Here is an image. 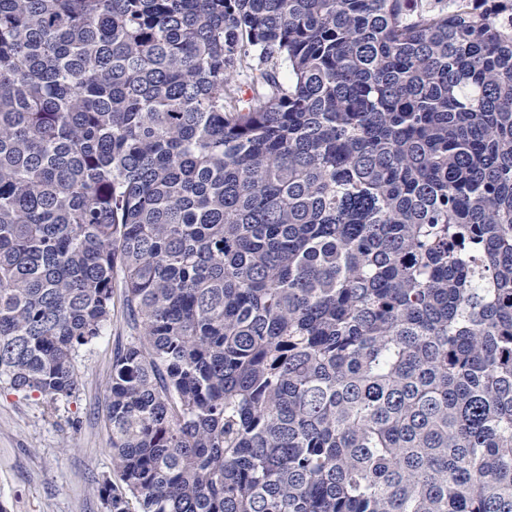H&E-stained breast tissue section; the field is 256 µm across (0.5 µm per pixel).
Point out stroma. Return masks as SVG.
<instances>
[{
  "label": "stroma",
  "instance_id": "1",
  "mask_svg": "<svg viewBox=\"0 0 512 512\" xmlns=\"http://www.w3.org/2000/svg\"><path fill=\"white\" fill-rule=\"evenodd\" d=\"M130 329L122 310L76 358L75 395L47 409L36 394L0 386V502L9 512H102L97 481L112 476L105 389Z\"/></svg>",
  "mask_w": 512,
  "mask_h": 512
}]
</instances>
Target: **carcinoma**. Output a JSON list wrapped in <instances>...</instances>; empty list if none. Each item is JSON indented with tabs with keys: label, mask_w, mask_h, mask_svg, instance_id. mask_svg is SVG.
<instances>
[{
	"label": "carcinoma",
	"mask_w": 512,
	"mask_h": 512,
	"mask_svg": "<svg viewBox=\"0 0 512 512\" xmlns=\"http://www.w3.org/2000/svg\"><path fill=\"white\" fill-rule=\"evenodd\" d=\"M457 2L0 0V385L121 306L105 512H512V0Z\"/></svg>",
	"instance_id": "cac0c4a2"
}]
</instances>
